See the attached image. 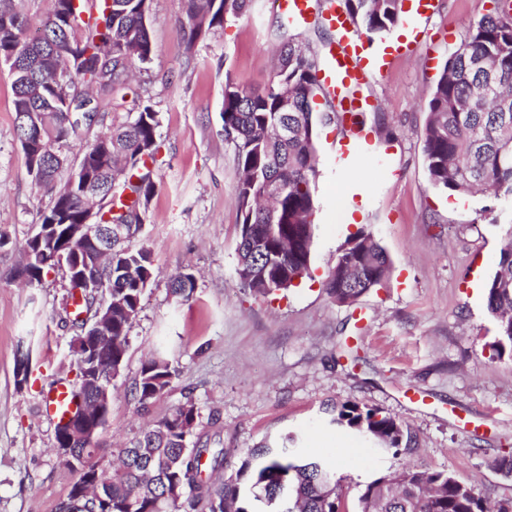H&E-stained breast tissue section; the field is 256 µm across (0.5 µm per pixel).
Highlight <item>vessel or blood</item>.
Returning a JSON list of instances; mask_svg holds the SVG:
<instances>
[{
    "mask_svg": "<svg viewBox=\"0 0 512 512\" xmlns=\"http://www.w3.org/2000/svg\"><path fill=\"white\" fill-rule=\"evenodd\" d=\"M323 20L336 30L337 38L330 48L329 64L319 75L321 86L340 112L358 111L361 101L355 92L365 85L371 72L365 44L351 35L349 20L340 11L337 0H330ZM75 410L76 399L70 387L60 384L49 391L45 401L47 415L64 419Z\"/></svg>",
    "mask_w": 512,
    "mask_h": 512,
    "instance_id": "1",
    "label": "vessel or blood"
}]
</instances>
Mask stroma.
<instances>
[{"instance_id":"stroma-1","label":"stroma","mask_w":512,"mask_h":512,"mask_svg":"<svg viewBox=\"0 0 512 512\" xmlns=\"http://www.w3.org/2000/svg\"><path fill=\"white\" fill-rule=\"evenodd\" d=\"M490 0H435L425 16L404 13L369 51L388 49L387 65L363 86L362 136L324 129L316 234L309 279L262 296L243 288L237 268L239 179L234 147L222 129L224 85L268 88L277 71L279 35L326 57L335 38L320 13L301 22L278 0H251L186 52V0H149L154 54L136 68L122 107L104 125L150 102L160 125L158 189L133 248L152 254L155 275L132 324L123 370L112 383L108 422L94 445L112 456L179 404L193 401L208 447L232 464L260 446L294 438L304 456L333 463L349 512L366 484L401 466L450 471L477 494L512 497V477L495 466L512 455V357L488 364L497 327L485 283L512 230V199L440 192L430 183L423 131L430 84ZM356 210L340 221L342 197ZM49 204L35 187L16 138L14 91L0 67V512H59L75 481L56 449L57 423L44 401L57 384L77 382L76 331L63 272L27 287L17 276L20 249ZM364 229L391 260L387 287L341 306L323 283L348 236ZM192 266L197 288L179 304L168 282ZM29 354L26 383L15 381L19 352ZM178 374L140 406L134 386L150 355ZM352 402L381 409L408 430L401 456L372 439L329 426L327 406ZM352 449L353 468L337 449Z\"/></svg>"}]
</instances>
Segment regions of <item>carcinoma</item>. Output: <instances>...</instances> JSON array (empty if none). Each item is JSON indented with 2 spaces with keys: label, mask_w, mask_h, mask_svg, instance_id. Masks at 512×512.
Returning a JSON list of instances; mask_svg holds the SVG:
<instances>
[{
  "label": "carcinoma",
  "mask_w": 512,
  "mask_h": 512,
  "mask_svg": "<svg viewBox=\"0 0 512 512\" xmlns=\"http://www.w3.org/2000/svg\"><path fill=\"white\" fill-rule=\"evenodd\" d=\"M250 0H187L186 47L191 51L228 17L243 15ZM353 23L368 34H383L402 19L400 0H344ZM26 18L14 0H0V58L13 79L17 136L39 139L48 160L25 152L35 185L50 196L39 213L51 225L48 239L32 248L19 273L31 284L56 269L52 253L66 257V270L77 263L82 245L67 232L80 223L84 204L69 182L59 180L66 165L61 148L84 128L99 122L101 112L117 106L115 95L126 87L132 66L150 62L148 0H51L41 20L47 36L28 45ZM317 55L288 42L279 55L275 81L263 91H244L231 81L224 86L221 112L224 136L235 147L241 171L236 189L240 219L237 275L246 288L263 294L285 290L296 278L309 276L317 208L315 144L334 122L316 109ZM288 90L294 111H278ZM424 151L431 184L449 192H469L477 185L494 197H512V14L494 6L471 25L469 36L453 51L435 80L428 101ZM295 127L281 140L283 121ZM158 115L138 104L134 121L107 127L82 152L83 164L112 193L98 206L105 224L125 223L132 236L144 227L157 189L155 155ZM278 159L268 165L269 155ZM500 270L486 285L487 310L498 336L489 359L512 352V232L499 252ZM391 263L380 244L363 229L339 250L324 281L326 294L340 305L351 304L383 286ZM112 386L124 366L129 329L140 312L143 293L154 276L152 255L130 242L112 244ZM76 315L94 304V296L68 274ZM196 279L190 268L170 280L180 302L193 298ZM177 375L163 357L147 359L134 394L145 406L165 392ZM200 413L187 401L145 429L110 461L95 458L85 445L72 449L77 473L59 512H346L342 479L319 461H306L288 446L254 448L234 473L222 479L224 449L202 448L197 439ZM330 421L364 433L389 452H399L404 431L397 420L377 408L344 403ZM360 512H512V497L490 500L445 470L403 466L368 483L359 498Z\"/></svg>",
  "instance_id": "cac0c4a2"
}]
</instances>
